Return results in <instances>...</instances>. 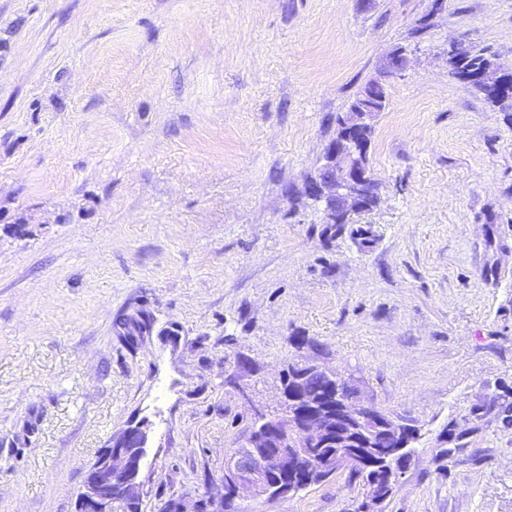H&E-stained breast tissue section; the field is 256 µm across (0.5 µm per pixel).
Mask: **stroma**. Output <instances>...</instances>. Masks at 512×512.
I'll list each match as a JSON object with an SVG mask.
<instances>
[{
  "mask_svg": "<svg viewBox=\"0 0 512 512\" xmlns=\"http://www.w3.org/2000/svg\"><path fill=\"white\" fill-rule=\"evenodd\" d=\"M454 41L512 72V0H0V512H74L139 424L141 512L219 496L296 364L416 430L379 512H512V112ZM375 79L380 201L331 224L306 186ZM488 52L487 48L475 49L474 47H469L468 55L458 61L454 59L448 61L449 74L457 78L458 73L466 68L480 71L482 68L492 66L495 55L488 54Z\"/></svg>",
  "mask_w": 512,
  "mask_h": 512,
  "instance_id": "stroma-1",
  "label": "stroma"
}]
</instances>
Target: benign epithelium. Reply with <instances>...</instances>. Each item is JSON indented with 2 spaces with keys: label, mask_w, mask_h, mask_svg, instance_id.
Returning a JSON list of instances; mask_svg holds the SVG:
<instances>
[{
  "label": "benign epithelium",
  "mask_w": 512,
  "mask_h": 512,
  "mask_svg": "<svg viewBox=\"0 0 512 512\" xmlns=\"http://www.w3.org/2000/svg\"><path fill=\"white\" fill-rule=\"evenodd\" d=\"M377 109L369 103L346 114L342 132L326 147L322 177L313 181L309 193L316 199L339 200L350 213L365 210L363 193L370 179L369 142L363 126L372 124ZM341 407L334 413L319 408L308 395L292 389L293 407L280 414L255 409L257 427L246 445L225 455L224 496L198 504L207 512H234L243 496L271 499L290 494L295 485H312L313 473L327 479L339 471L354 472L374 449V432L385 423V413L374 406L336 397ZM129 432L90 465L75 512H112V490H125L128 512H134L141 497V482L135 490L128 476L140 475L147 443L134 451L126 448ZM336 449L323 452L330 443Z\"/></svg>",
  "instance_id": "benign-epithelium-1"
}]
</instances>
